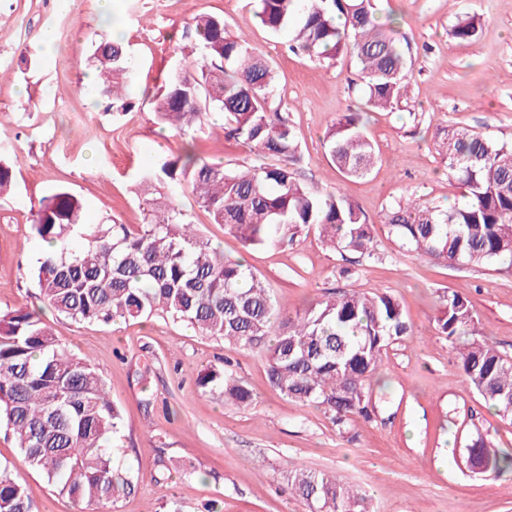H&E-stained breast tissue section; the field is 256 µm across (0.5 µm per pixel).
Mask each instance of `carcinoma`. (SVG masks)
Wrapping results in <instances>:
<instances>
[{"label": "carcinoma", "mask_w": 512, "mask_h": 512, "mask_svg": "<svg viewBox=\"0 0 512 512\" xmlns=\"http://www.w3.org/2000/svg\"><path fill=\"white\" fill-rule=\"evenodd\" d=\"M256 16L271 32L293 29L297 50L318 60L348 52L357 59L366 103L393 109L408 96V60L378 22L371 0H256ZM475 16L459 20L452 37L471 43ZM201 54L185 61L160 87L158 118L186 137L212 109L224 113V138L278 163L245 171L224 168L189 142L178 156H161L139 176L147 195L146 222L85 224L84 204L59 190L39 201L35 236L49 250L31 275L43 301L78 324H116L166 317L233 348L265 357L271 386L295 402L324 409L339 432L355 419H371L370 379L394 343L412 334L397 300L387 292L347 291L281 312L268 288L241 259L197 233L171 196L156 187L187 189L244 249L291 242L315 230L333 250L373 255V228L352 200L331 187L312 191L293 168L300 144L280 112L268 111L275 76L270 63L244 39L230 36L224 19L195 18ZM93 58L106 77L100 93L120 101L107 76L129 73L131 56L109 35L95 34ZM336 171L368 175L374 145L364 113L345 112L324 136ZM436 151L462 190L446 208L400 200L383 224L403 248L448 265L512 266V144L466 128L437 134ZM16 162L0 158V194L14 180ZM436 326L455 349L465 381L495 413L512 420V358L476 338L475 315L457 291L438 295ZM199 386L240 406L252 402L245 383L226 367L198 376ZM15 439L24 460L79 512H102L134 490L139 476L109 447L124 422L107 384L87 355L63 346L36 313L0 310V427ZM462 464L476 474L512 472V450L494 447L481 433ZM288 490L309 512H361L358 490L334 477L288 471ZM0 512H36L25 484L0 470Z\"/></svg>", "instance_id": "obj_1"}]
</instances>
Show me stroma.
<instances>
[{"instance_id": "1", "label": "stroma", "mask_w": 512, "mask_h": 512, "mask_svg": "<svg viewBox=\"0 0 512 512\" xmlns=\"http://www.w3.org/2000/svg\"><path fill=\"white\" fill-rule=\"evenodd\" d=\"M408 50L410 91L401 107L368 112L364 85L347 55L319 61L291 50L293 34L262 26L252 0H114L104 19L97 0H0V156L17 157L15 185L0 196V309L40 311L69 349L89 355L122 410L120 453L145 479L113 512H308L289 494V469L336 477L365 496L366 512H512V474L474 475L460 458L475 431L512 448V421L498 417L465 382L456 352L438 335L437 296L458 291L477 327L512 358V267L450 266L400 248L382 224L395 200L411 194L445 206L460 196L435 149L434 136L458 125L512 143V0H373ZM478 15L474 42L451 35L457 17ZM223 18L270 61L279 77L269 99L300 141L294 165L313 190L340 188L374 224L375 255L326 248L305 231L290 245L244 250L212 223L194 195L177 202L201 234L226 255L244 257L293 315L324 295L386 291L401 304L411 336L383 357L370 421L340 434L327 414L281 396L261 354L232 349L183 324L155 317L111 326L76 324L45 306L30 276L42 252L31 229L32 205L66 188L80 197L89 224L144 221L134 178L161 155L180 154L185 140L158 124L153 97L181 61L196 16ZM135 59L131 106L113 112L95 94L92 32L111 26ZM364 112L376 150L370 174L342 179L323 136L344 112ZM197 151L228 168L255 164L249 148L224 138V120L208 114L193 134ZM352 271L350 278L340 268ZM229 359L253 393L250 406L203 392L202 370ZM195 468L192 475L180 464ZM170 466L165 480L147 474ZM0 467L18 476L39 512H77L30 469L0 428Z\"/></svg>"}]
</instances>
